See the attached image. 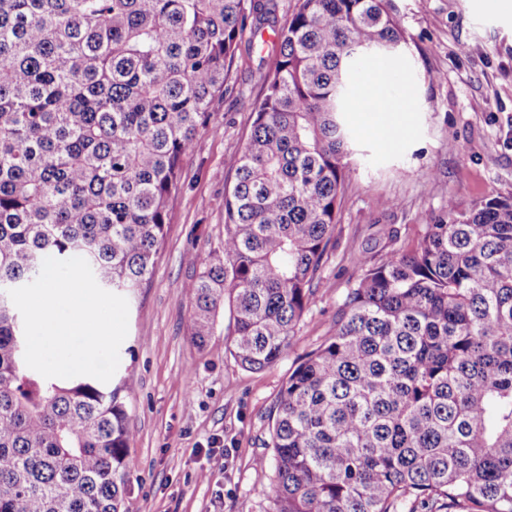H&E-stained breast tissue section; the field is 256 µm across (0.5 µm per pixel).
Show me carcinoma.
Returning a JSON list of instances; mask_svg holds the SVG:
<instances>
[{"mask_svg": "<svg viewBox=\"0 0 512 512\" xmlns=\"http://www.w3.org/2000/svg\"><path fill=\"white\" fill-rule=\"evenodd\" d=\"M0 0V512H121L129 390L45 378L8 290L82 257L133 296L247 22L278 34L224 197L221 254L187 284L191 339L229 308L247 371L281 359L319 290L354 153L348 87L407 45L392 0ZM336 329L270 411L269 512H512V196L452 198L415 244L364 253Z\"/></svg>", "mask_w": 512, "mask_h": 512, "instance_id": "obj_1", "label": "carcinoma"}]
</instances>
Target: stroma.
Segmentation results:
<instances>
[{
  "label": "stroma",
  "mask_w": 512,
  "mask_h": 512,
  "mask_svg": "<svg viewBox=\"0 0 512 512\" xmlns=\"http://www.w3.org/2000/svg\"><path fill=\"white\" fill-rule=\"evenodd\" d=\"M406 53L393 57L392 91L412 102L404 130L382 146L363 114L348 112L356 154L342 197L337 243L320 289L283 357L259 372L227 351L219 314L205 346L191 339L188 282L224 238V196L252 129L251 104L277 57L276 41L246 30L212 111L173 192L151 277L128 299V334L114 382L129 386L132 438L123 512H268L272 458L268 417L299 356L335 329L336 308L383 225L411 240L452 198L460 206L512 195V12L492 0H393Z\"/></svg>",
  "instance_id": "stroma-1"
}]
</instances>
